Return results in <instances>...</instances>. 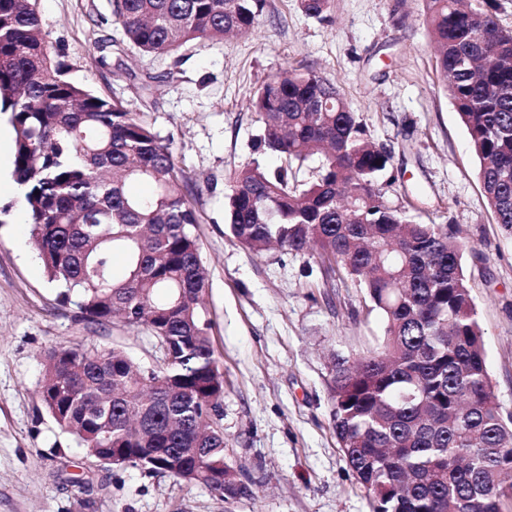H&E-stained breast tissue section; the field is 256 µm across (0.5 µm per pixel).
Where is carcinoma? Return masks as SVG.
Listing matches in <instances>:
<instances>
[{
  "label": "carcinoma",
  "mask_w": 512,
  "mask_h": 512,
  "mask_svg": "<svg viewBox=\"0 0 512 512\" xmlns=\"http://www.w3.org/2000/svg\"><path fill=\"white\" fill-rule=\"evenodd\" d=\"M36 0H0V112L15 132L13 175L58 301L82 320L120 317L164 349L145 370L123 350L60 343L43 359L41 400L89 457L201 484L224 499L248 483L224 452V374L202 317L205 276L170 144L139 112L72 80L42 35ZM331 0H299L322 18ZM264 0H112L128 44L161 55L249 30ZM436 64L480 161L497 223L512 233V31L464 0H426ZM336 87L295 69L261 86L260 142L280 165L242 168L227 224L261 255L316 247L363 286L384 320L369 355L335 356L327 382L337 442L372 512H505L512 421L496 402L456 225L419 223L385 198L390 153L364 138ZM322 147L317 178L298 171ZM151 184L149 196L129 192ZM126 258L122 278L112 258Z\"/></svg>",
  "instance_id": "carcinoma-1"
}]
</instances>
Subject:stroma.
I'll return each instance as SVG.
<instances>
[{
  "mask_svg": "<svg viewBox=\"0 0 512 512\" xmlns=\"http://www.w3.org/2000/svg\"><path fill=\"white\" fill-rule=\"evenodd\" d=\"M43 33L92 91L144 113L169 141L200 222L204 316L224 374L225 453L251 495L88 458L39 397L57 343L123 349L146 368L163 357L142 327L86 326L61 305L37 256L23 198L0 190V512H371L330 417L332 355L372 349L384 323L363 288L327 275L315 252L258 256L225 226V196L258 146L257 89L294 69L334 84L365 136L391 153L381 184L417 222L458 224L484 332L492 390L512 417V233L497 223L467 130L436 67L424 0H332L326 19L298 0H265L254 27L198 39L169 55L127 45L111 0H36Z\"/></svg>",
  "mask_w": 512,
  "mask_h": 512,
  "instance_id": "35a3bbf8",
  "label": "stroma"
}]
</instances>
